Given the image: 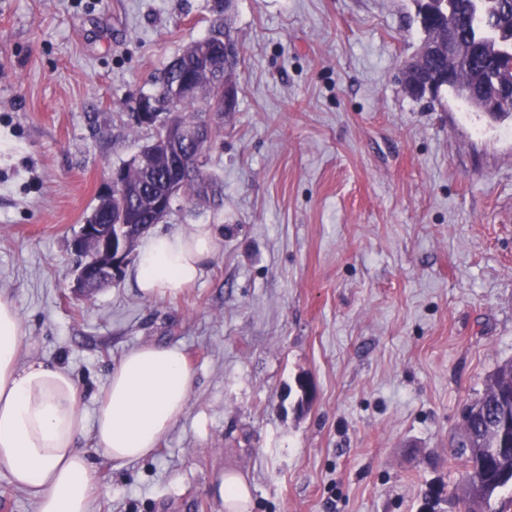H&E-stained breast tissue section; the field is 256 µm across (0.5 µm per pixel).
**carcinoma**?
Returning <instances> with one entry per match:
<instances>
[{
    "mask_svg": "<svg viewBox=\"0 0 512 512\" xmlns=\"http://www.w3.org/2000/svg\"><path fill=\"white\" fill-rule=\"evenodd\" d=\"M417 2L418 9L433 10L435 18L423 29L425 39L414 62L409 64L412 73L406 85L430 69L445 68L454 75L447 88L473 107L494 93L490 86L493 79L512 80V0ZM220 37L236 41L231 19L214 18L209 34L163 71L154 96L164 97L167 86L180 79L194 78L203 88L210 89L212 78L202 48ZM450 39L457 45L451 56L448 55ZM159 141L157 131L140 150V159L123 165L127 183L136 190L135 199L122 209L112 206L107 217L100 207H95L88 223L110 224L112 231L126 234L129 228L125 224L132 214L143 216V222L149 224H158L166 218L164 214L151 213V198H162L169 193L168 157ZM217 188L203 162L197 176L184 181L179 197L214 195ZM465 411L455 443L456 458L464 468L463 512H512V360L498 366L482 396Z\"/></svg>",
    "mask_w": 512,
    "mask_h": 512,
    "instance_id": "obj_1",
    "label": "carcinoma"
}]
</instances>
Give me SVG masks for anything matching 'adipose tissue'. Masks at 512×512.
Here are the masks:
<instances>
[{
  "instance_id": "obj_1",
  "label": "adipose tissue",
  "mask_w": 512,
  "mask_h": 512,
  "mask_svg": "<svg viewBox=\"0 0 512 512\" xmlns=\"http://www.w3.org/2000/svg\"><path fill=\"white\" fill-rule=\"evenodd\" d=\"M215 250L208 224L150 233L132 270L140 293L148 299L180 295ZM21 340L17 309L0 296V469L33 495L37 512H93L98 489L78 439L93 432L115 461L146 458L184 413L192 370L178 348H133L113 368L88 421L71 373L22 362Z\"/></svg>"
}]
</instances>
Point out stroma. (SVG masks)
Returning <instances> with one entry per match:
<instances>
[{"label": "stroma", "mask_w": 512, "mask_h": 512, "mask_svg": "<svg viewBox=\"0 0 512 512\" xmlns=\"http://www.w3.org/2000/svg\"><path fill=\"white\" fill-rule=\"evenodd\" d=\"M219 5L0 0V296L20 357L68 370L88 415L133 348L177 347L193 371L153 455L79 440L96 512H225L227 470L248 512H424L460 481L463 407L512 359V115L478 137L448 90L407 94L415 0H231L219 191L158 225H212L213 259L175 298L126 269L74 291V234L151 135L135 101ZM215 494L224 502V509L228 512L247 511L239 510L246 508L250 502V491L248 485L234 472L222 474L218 483L214 486Z\"/></svg>", "instance_id": "stroma-1"}]
</instances>
